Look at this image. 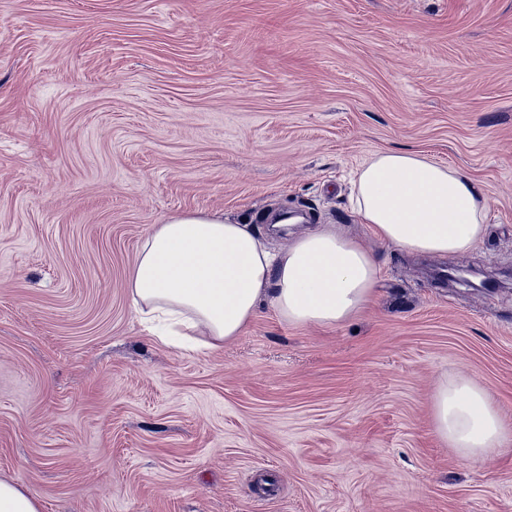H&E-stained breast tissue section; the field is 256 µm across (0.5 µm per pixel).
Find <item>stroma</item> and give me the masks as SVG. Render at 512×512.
I'll return each instance as SVG.
<instances>
[{
    "mask_svg": "<svg viewBox=\"0 0 512 512\" xmlns=\"http://www.w3.org/2000/svg\"><path fill=\"white\" fill-rule=\"evenodd\" d=\"M383 149L484 184L485 241L377 240L347 175ZM184 210L335 225L376 299L176 351L127 282ZM456 376L512 423V0H0V478L41 512H512V456L433 430Z\"/></svg>",
    "mask_w": 512,
    "mask_h": 512,
    "instance_id": "obj_1",
    "label": "stroma"
}]
</instances>
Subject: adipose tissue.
<instances>
[{
  "label": "adipose tissue",
  "mask_w": 512,
  "mask_h": 512,
  "mask_svg": "<svg viewBox=\"0 0 512 512\" xmlns=\"http://www.w3.org/2000/svg\"><path fill=\"white\" fill-rule=\"evenodd\" d=\"M351 204L378 239L410 254H463L488 229L483 184L418 152L375 153L354 174ZM377 274L364 243L329 224L275 249L254 225L222 211H181L147 232L128 286L137 315L161 343L216 351L264 305L289 326H339L373 302ZM432 411L436 435L464 460L512 453V423L471 379L443 382Z\"/></svg>",
  "instance_id": "1"
}]
</instances>
